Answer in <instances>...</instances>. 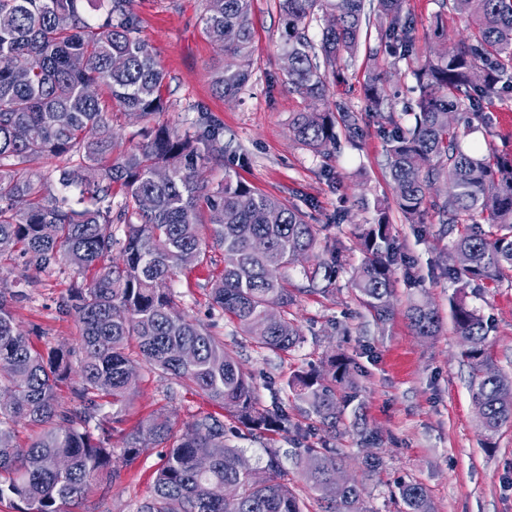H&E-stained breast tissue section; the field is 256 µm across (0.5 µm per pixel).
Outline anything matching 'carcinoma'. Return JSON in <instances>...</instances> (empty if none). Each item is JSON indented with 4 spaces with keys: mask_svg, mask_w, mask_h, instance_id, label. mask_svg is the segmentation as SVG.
<instances>
[{
    "mask_svg": "<svg viewBox=\"0 0 512 512\" xmlns=\"http://www.w3.org/2000/svg\"><path fill=\"white\" fill-rule=\"evenodd\" d=\"M84 2L0 0V259L17 250L38 270L64 264L89 276L63 300L79 324L78 347L46 353L14 322L10 304L25 291H6L0 277V505L18 501V512H75L103 480L119 477L111 432L99 413L110 404L112 422H122L137 389L126 374L136 363L134 343L145 368L206 394L235 423L237 436L287 430L288 411L259 407L252 374L177 305L166 280L207 261L200 227H208L224 258L223 272L210 281L211 307L234 318L259 348L287 354L302 334L288 318L296 295L275 272L300 253L329 251L322 237L327 225L309 223L298 207L228 172L209 185L210 164L224 157L223 123L203 107L182 134L160 122L169 109L166 74L141 37L134 0H104L96 19L86 16ZM279 8L282 68L293 92L310 103L292 113L293 140L328 156L336 149V123L357 134V111L329 97L343 81L342 63L355 59L376 28L394 62L414 64L413 121L387 138L399 210L410 224L433 210L450 232L466 225L452 241L447 267L459 290L511 274L512 159L464 151L470 126L448 123V114L481 116L512 70V0H439L433 35L445 48L423 58L405 0H279ZM450 14L471 19L472 42L448 44ZM322 17L327 23L316 39L310 29ZM203 32L224 52L213 86L233 99L251 77L252 0H206ZM385 83L383 73L368 71L364 93L376 109L387 100ZM114 109L142 124L135 132L141 142L117 154ZM53 158L64 163L45 166ZM158 170L168 179H156ZM116 188L123 199L114 208ZM386 210L377 203L373 222L356 225L364 259L352 276L362 304L381 323L393 316L398 253ZM481 220L487 228L479 227ZM114 224L124 225L121 242ZM118 242L120 263L112 259ZM305 277L308 291L328 292L336 257L318 261ZM450 308L484 431L512 427V378L488 351L493 325L460 294ZM407 316L420 336L439 330L431 306L413 304ZM183 350L193 358L182 360ZM73 372L80 379L77 407L61 408L56 389ZM288 387L303 412L333 435L361 396L353 362L342 353L328 359L326 373L299 371ZM22 421L37 427L24 446L15 434ZM161 445L152 493L137 512H303L284 478L280 450H265L258 473L213 414L177 430L159 410L129 435L120 456L131 462ZM295 459L321 512H369L356 482L333 497L324 492L339 468L336 449L309 446ZM217 483L233 487L234 496H212ZM397 492L401 512H435L423 483L403 481Z\"/></svg>",
    "mask_w": 512,
    "mask_h": 512,
    "instance_id": "cac0c4a2",
    "label": "carcinoma"
}]
</instances>
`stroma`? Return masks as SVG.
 Wrapping results in <instances>:
<instances>
[{
	"label": "stroma",
	"mask_w": 512,
	"mask_h": 512,
	"mask_svg": "<svg viewBox=\"0 0 512 512\" xmlns=\"http://www.w3.org/2000/svg\"><path fill=\"white\" fill-rule=\"evenodd\" d=\"M204 0H135L142 37L156 50L166 72L165 96L170 108L163 120L185 130L198 106L207 107L224 125V156L210 169L212 181L225 171L236 172L257 190L297 205L310 223L327 225L336 249L338 273L332 292L307 293L302 266L283 271L297 302L288 310L299 326L303 343L277 355L259 349L233 323L209 304L211 279L224 268L220 250L209 249V260L177 274L169 286L178 305L191 317L223 338L226 349L255 377L262 406L280 402L292 424L286 432L239 440L252 464L264 465L266 449L288 453L317 442L313 424L301 414L299 401L286 382L296 371L322 368L327 356L342 352L358 368L363 417L377 431L378 441L363 446L353 429L335 440L345 477L362 483L371 512H399L394 491L398 480H417L429 489L436 512H512V427L487 435L480 426L469 387V368L451 319L449 299L457 291L447 274L451 238L443 234L435 212L422 223L410 224L394 208V191L386 169V133L394 125H408L405 110L414 80L406 62L392 63L380 54L376 63L386 74L390 110L366 114L360 136L342 143L324 158L297 145L288 124L302 99L289 87L280 67L283 25L278 0H253L255 27L252 75L236 98L225 100L212 86L214 66L222 51L203 33ZM369 65L358 52L344 69L345 81L333 89V98L364 111L362 86ZM485 123L462 142L464 150L512 156V82L504 83L485 112ZM389 204L392 233L404 262L394 274L395 312L386 324L377 323L351 286L362 261L355 227L370 222L361 199ZM7 285L26 291L25 300L12 306L16 325L39 349L78 341L76 318L62 306L80 276L68 268L37 271L16 257L0 267ZM467 303L489 319L494 363L512 376V278L498 286L472 283ZM430 303L442 325L437 335H416L406 309L414 302ZM166 409L175 423L200 413H216L202 392L152 372L141 375L120 424L112 430L113 447H123L139 422ZM381 458L380 468L363 473L366 454ZM157 449L121 465L120 477L104 484L81 506L80 512H136L151 492Z\"/></svg>",
	"instance_id": "obj_1"
}]
</instances>
